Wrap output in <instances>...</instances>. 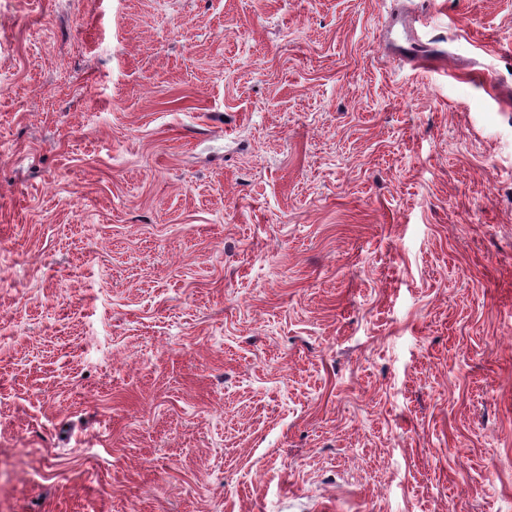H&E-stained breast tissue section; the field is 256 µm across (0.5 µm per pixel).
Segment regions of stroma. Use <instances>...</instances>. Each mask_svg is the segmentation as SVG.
I'll use <instances>...</instances> for the list:
<instances>
[{"instance_id":"1","label":"stroma","mask_w":512,"mask_h":512,"mask_svg":"<svg viewBox=\"0 0 512 512\" xmlns=\"http://www.w3.org/2000/svg\"><path fill=\"white\" fill-rule=\"evenodd\" d=\"M0 512H512V0H0Z\"/></svg>"}]
</instances>
